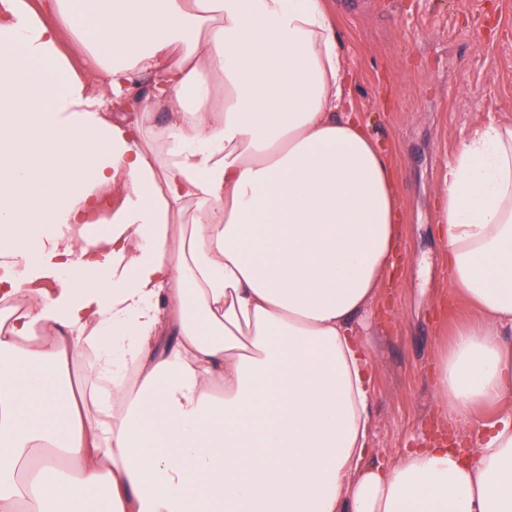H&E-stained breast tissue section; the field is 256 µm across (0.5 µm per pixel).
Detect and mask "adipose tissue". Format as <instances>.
Returning <instances> with one entry per match:
<instances>
[{"mask_svg":"<svg viewBox=\"0 0 512 512\" xmlns=\"http://www.w3.org/2000/svg\"><path fill=\"white\" fill-rule=\"evenodd\" d=\"M353 82L325 0H0V512H512V124L439 192L473 450L385 466L358 323L402 207Z\"/></svg>","mask_w":512,"mask_h":512,"instance_id":"adipose-tissue-1","label":"adipose tissue"}]
</instances>
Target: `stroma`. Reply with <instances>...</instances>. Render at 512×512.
Returning <instances> with one entry per match:
<instances>
[{
  "mask_svg": "<svg viewBox=\"0 0 512 512\" xmlns=\"http://www.w3.org/2000/svg\"><path fill=\"white\" fill-rule=\"evenodd\" d=\"M355 72L353 99L389 150L403 206L405 262L361 335L374 369L370 455L416 448L437 407L439 345L462 316L435 229L438 191L475 124L512 123V0H326Z\"/></svg>",
  "mask_w": 512,
  "mask_h": 512,
  "instance_id": "obj_1",
  "label": "stroma"
}]
</instances>
